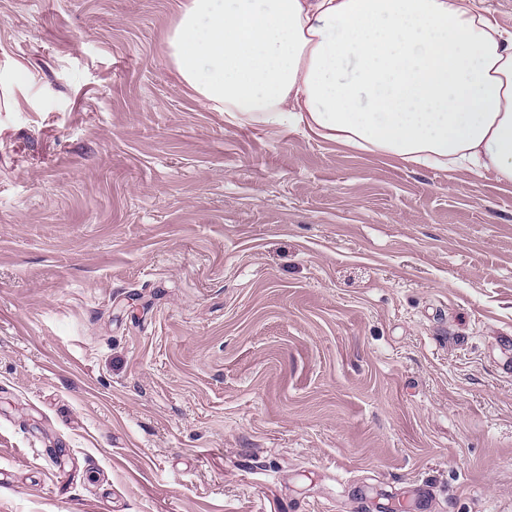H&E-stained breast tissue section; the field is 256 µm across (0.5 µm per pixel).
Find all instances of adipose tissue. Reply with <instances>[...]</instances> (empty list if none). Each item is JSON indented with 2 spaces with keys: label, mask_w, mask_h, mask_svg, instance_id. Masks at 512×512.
<instances>
[{
  "label": "adipose tissue",
  "mask_w": 512,
  "mask_h": 512,
  "mask_svg": "<svg viewBox=\"0 0 512 512\" xmlns=\"http://www.w3.org/2000/svg\"><path fill=\"white\" fill-rule=\"evenodd\" d=\"M168 50L237 123L512 182V33L477 0H188Z\"/></svg>",
  "instance_id": "adipose-tissue-1"
}]
</instances>
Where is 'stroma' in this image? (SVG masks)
I'll use <instances>...</instances> for the list:
<instances>
[{
  "mask_svg": "<svg viewBox=\"0 0 512 512\" xmlns=\"http://www.w3.org/2000/svg\"><path fill=\"white\" fill-rule=\"evenodd\" d=\"M188 0H0V512H512V184L232 124Z\"/></svg>",
  "mask_w": 512,
  "mask_h": 512,
  "instance_id": "obj_1",
  "label": "stroma"
}]
</instances>
